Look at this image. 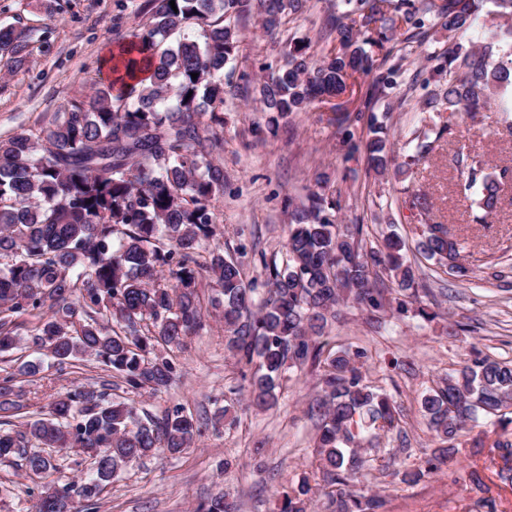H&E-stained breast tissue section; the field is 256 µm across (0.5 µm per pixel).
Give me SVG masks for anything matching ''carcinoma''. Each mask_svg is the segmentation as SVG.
<instances>
[{
  "mask_svg": "<svg viewBox=\"0 0 512 512\" xmlns=\"http://www.w3.org/2000/svg\"><path fill=\"white\" fill-rule=\"evenodd\" d=\"M308 0H148V20L132 40L118 43L112 79L92 88L44 126L20 128L0 139V354L17 348V319L32 344L60 363L97 358L124 384L125 396L78 386L47 413L25 420L14 391L17 375L36 371L23 362L0 378V460L18 457L27 475L58 470L46 448H76L92 460L80 483L49 481L36 512H95L103 489L134 462L182 452L196 432L181 407L158 417L140 410L130 393L159 391L177 377L172 354L185 336L204 328L198 288L203 274L216 285L211 308L224 319L226 347L241 368L250 405L265 411L278 400L285 372L319 369L321 396L313 480L283 492L278 512H309L324 496L331 512H380L381 497L355 489L371 467L362 447L373 431L400 430L389 395L364 382L362 348H325L319 341L350 302L376 314L391 301L419 302L418 268L397 234L367 242L364 227L344 232L337 203L319 191L288 211L285 256L262 260L260 277L245 281L241 265L224 258L217 237V203L224 198V68L238 45L235 23L255 15L273 32L304 11ZM329 23L336 47L318 59L302 41L285 43L276 64L262 67L258 98L272 120L307 112L317 101L340 98L350 79L371 74L367 103L389 97L407 71L410 44L440 28L447 47L427 54L419 70L426 93L422 112L448 113L412 131V153L399 169L428 159L464 112H478L493 96L512 95V29H495L481 44L461 39L480 17L512 20V0H340ZM33 29L0 25V61L11 68L30 55ZM370 45L384 52L375 63ZM150 83H128L137 73ZM197 78H192V74ZM341 122L366 123L370 170H388V138L375 113H341ZM458 192L476 224H489L512 169L481 154L455 156ZM417 250L446 275L468 276L460 243L439 222H426ZM380 272L399 297L373 287ZM420 412L435 439L466 436L495 417L502 434L491 447L512 458V361L474 353L421 398ZM461 449L440 446L404 481L417 483Z\"/></svg>",
  "mask_w": 512,
  "mask_h": 512,
  "instance_id": "1",
  "label": "carcinoma"
}]
</instances>
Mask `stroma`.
I'll return each mask as SVG.
<instances>
[{
  "mask_svg": "<svg viewBox=\"0 0 512 512\" xmlns=\"http://www.w3.org/2000/svg\"><path fill=\"white\" fill-rule=\"evenodd\" d=\"M146 0H0V25L37 29L23 66L0 72V136L18 127L47 123L53 112L84 99L92 82L106 79L102 58L115 40H129L144 22ZM336 0H310L309 8L278 32H264L257 17L238 24L237 79L224 97V202L217 210L224 256L241 263L246 277L259 276L261 258H282L288 236V201H302L314 175L326 173L340 206L336 220L361 224L370 236L396 232L414 248L421 230L418 210L406 199L427 194L435 221L461 241L466 278L438 276L421 261L427 287L422 301L437 314L427 321L413 309H391L380 322L367 311L345 308L329 324L324 343L366 347L373 355L363 367L368 383L382 387L399 406L401 434L381 436L379 451L360 482L386 498L385 512H512V483L504 462L489 447L468 448L434 476L415 484L402 480L437 448L419 412L422 395L459 368L470 349L512 360V186L503 193L489 228L471 223L465 202L454 192V153L474 149L497 165H512V123L497 107L457 121L447 143L428 161L406 173L369 170L363 153L346 155L338 142L344 109L363 108L368 78L355 83L348 103L332 99L274 125L253 104V80L261 64L278 59L282 45L298 38L312 52L329 50L320 38ZM205 326L185 337L182 373L167 389L136 396L138 407L159 415L176 406L193 415L200 434L176 456L148 458L128 467L106 488L96 512H196L200 503L222 495L239 512H278L282 491L310 475L316 420L309 408L317 392L312 369L291 375L272 409L246 406L233 359L224 347V322L209 313ZM462 325L459 335L451 326ZM22 353L42 361L41 370L21 376L16 388L28 413H44L73 386L100 388L109 372L96 360L57 364L42 360L31 343ZM39 485L27 478L21 460L0 465V512H34Z\"/></svg>",
  "mask_w": 512,
  "mask_h": 512,
  "instance_id": "1",
  "label": "stroma"
}]
</instances>
